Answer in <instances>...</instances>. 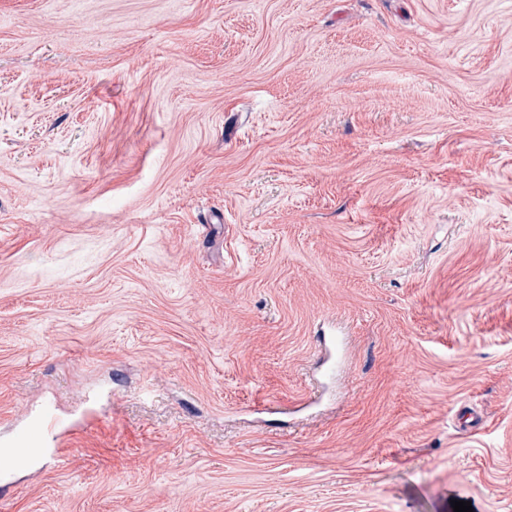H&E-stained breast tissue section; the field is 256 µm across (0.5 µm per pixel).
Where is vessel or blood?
<instances>
[{
    "mask_svg": "<svg viewBox=\"0 0 512 512\" xmlns=\"http://www.w3.org/2000/svg\"><path fill=\"white\" fill-rule=\"evenodd\" d=\"M67 426L52 406H45L37 418L21 427L9 440V452L0 461V476L32 465L44 468L61 466L70 450L61 437Z\"/></svg>",
    "mask_w": 512,
    "mask_h": 512,
    "instance_id": "b4317fda",
    "label": "vessel or blood"
}]
</instances>
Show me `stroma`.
Listing matches in <instances>:
<instances>
[{
	"label": "stroma",
	"mask_w": 512,
	"mask_h": 512,
	"mask_svg": "<svg viewBox=\"0 0 512 512\" xmlns=\"http://www.w3.org/2000/svg\"><path fill=\"white\" fill-rule=\"evenodd\" d=\"M48 402L0 512H512V0H0V442ZM68 430L65 420L51 405L45 406L37 418L21 427L6 445L9 452L0 466V476L6 477L13 471L40 465L42 468L60 467L72 448L61 441V436ZM38 449L37 461L32 457L33 450Z\"/></svg>",
	"instance_id": "35a3bbf8"
}]
</instances>
